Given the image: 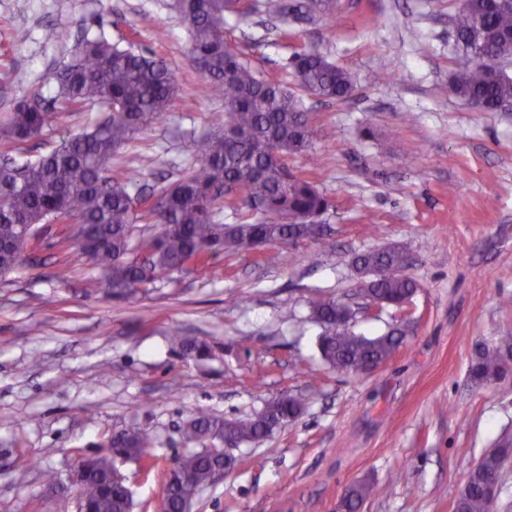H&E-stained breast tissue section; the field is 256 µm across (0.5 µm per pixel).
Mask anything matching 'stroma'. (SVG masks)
I'll use <instances>...</instances> for the list:
<instances>
[{"label": "stroma", "instance_id": "35a3bbf8", "mask_svg": "<svg viewBox=\"0 0 512 512\" xmlns=\"http://www.w3.org/2000/svg\"><path fill=\"white\" fill-rule=\"evenodd\" d=\"M264 2L248 0L224 24L260 75L296 90L289 59L312 50L356 85L345 102L304 95L312 149L288 159L330 200L327 234L221 253L118 301L65 225H44L23 264L0 277V512H79L71 472L121 430L156 442L152 470L121 469L132 512H157L172 459L192 448L183 427L194 414L247 418L285 394L303 396L304 414L237 449V467L200 491L192 512H336L357 481L386 488L359 512H452L468 472L512 439V374L469 375L477 345L512 334V110L483 112L451 92L456 0H335L329 19L310 0H284L285 18ZM172 3L0 0V114L52 96L82 38L104 33L162 58L178 84L169 114L112 169L138 171L147 192L175 181L224 101L204 91ZM51 28L68 39H46ZM102 116L96 105L64 115L27 158ZM396 244L408 248L403 273L417 293L403 311L359 310L353 329L376 336L407 318L411 336L371 374L329 370L311 291L351 298L353 256ZM176 329L209 355H179ZM399 468L405 478L392 481Z\"/></svg>", "mask_w": 512, "mask_h": 512}]
</instances>
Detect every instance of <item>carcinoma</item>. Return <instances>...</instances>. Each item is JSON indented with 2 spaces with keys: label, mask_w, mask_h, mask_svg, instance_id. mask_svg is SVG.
I'll use <instances>...</instances> for the list:
<instances>
[{
  "label": "carcinoma",
  "mask_w": 512,
  "mask_h": 512,
  "mask_svg": "<svg viewBox=\"0 0 512 512\" xmlns=\"http://www.w3.org/2000/svg\"><path fill=\"white\" fill-rule=\"evenodd\" d=\"M232 0H176L189 34L190 57L207 90L224 99V121L197 142L193 162L176 181L155 195L136 189L135 175L112 173V159L135 135L170 112L177 82L168 65L144 52L113 44L99 34L83 42L67 75L55 80L54 95L16 102L0 115V146L20 153L61 114L89 104L109 115L92 129L63 141L54 151L22 164L0 160V275L25 260L41 224H67L72 239L113 297L123 298L164 275L182 271L198 256L258 250L273 241L314 240L324 234L321 216L330 201L306 178L293 173L287 159L311 148V129L301 98L277 81L267 80L243 59L238 46L224 38V14ZM461 55L450 78L451 91L495 112L512 102V75L494 71L493 57H512V4L504 0H462L454 16ZM300 90L336 101L352 96L351 74L316 51L289 59ZM242 205L259 217L238 224L216 220L223 204ZM138 224L158 232L134 239ZM406 248L393 245L354 257L361 276L357 293L375 300L403 303L417 288L400 274ZM339 297L317 293L308 301L310 318L322 329L319 351L331 369L358 374L370 362L382 364L403 345L410 322L403 321L374 337L357 334L341 309ZM184 358L202 357L206 347L173 332ZM512 363V336H501L475 357L470 373L477 381L506 376ZM305 402L285 394L255 416L226 419L207 412L185 425L186 438L200 449L174 459L164 486L166 512H183L216 470L234 467L236 458L210 443L234 446L258 443L276 427L297 420ZM508 452L485 455L470 471L458 498V512H489L485 476L501 470ZM155 442L138 431L110 441L102 454L82 461L74 482L86 512H132L126 483L114 479L121 461L149 464ZM374 485L365 481L347 490L344 512H359Z\"/></svg>",
  "instance_id": "obj_1"
}]
</instances>
